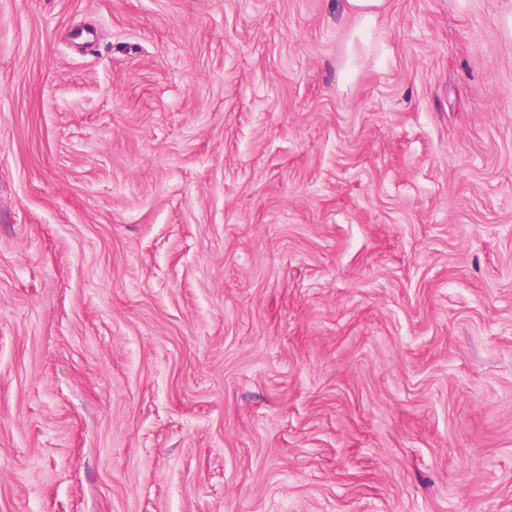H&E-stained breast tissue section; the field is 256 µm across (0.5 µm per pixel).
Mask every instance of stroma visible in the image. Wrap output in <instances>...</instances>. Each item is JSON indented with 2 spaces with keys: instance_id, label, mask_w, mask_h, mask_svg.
<instances>
[{
  "instance_id": "stroma-1",
  "label": "stroma",
  "mask_w": 512,
  "mask_h": 512,
  "mask_svg": "<svg viewBox=\"0 0 512 512\" xmlns=\"http://www.w3.org/2000/svg\"><path fill=\"white\" fill-rule=\"evenodd\" d=\"M0 0V512H512V0ZM344 11L357 21L345 49L343 73L347 78L357 68L360 57L368 53L377 33V22L387 10L388 0H343Z\"/></svg>"
}]
</instances>
